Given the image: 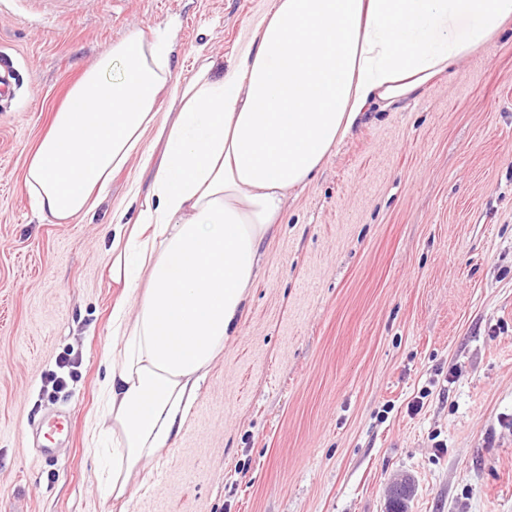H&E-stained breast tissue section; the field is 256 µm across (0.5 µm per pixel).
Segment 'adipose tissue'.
<instances>
[{"label": "adipose tissue", "mask_w": 512, "mask_h": 512, "mask_svg": "<svg viewBox=\"0 0 512 512\" xmlns=\"http://www.w3.org/2000/svg\"><path fill=\"white\" fill-rule=\"evenodd\" d=\"M512 20V0H273L237 62L176 82L164 37L132 32L70 89L27 166L42 214L90 212L157 127L165 155L117 247L118 349L95 430L112 438L106 497L131 491L182 429L233 336L287 192L308 183L365 109L418 96ZM171 90L177 115L157 124Z\"/></svg>", "instance_id": "1"}]
</instances>
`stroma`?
I'll list each match as a JSON object with an SVG mask.
<instances>
[{"instance_id": "35a3bbf8", "label": "stroma", "mask_w": 512, "mask_h": 512, "mask_svg": "<svg viewBox=\"0 0 512 512\" xmlns=\"http://www.w3.org/2000/svg\"><path fill=\"white\" fill-rule=\"evenodd\" d=\"M271 0H0V512H512V22L416 99L369 107L285 203L237 332L125 505L89 446L122 296L112 248L139 158L97 206L43 220L29 155L70 87L131 31L190 79L237 60ZM122 214L114 224L113 214ZM77 378L52 394L61 356ZM71 422L57 466L34 434Z\"/></svg>"}]
</instances>
